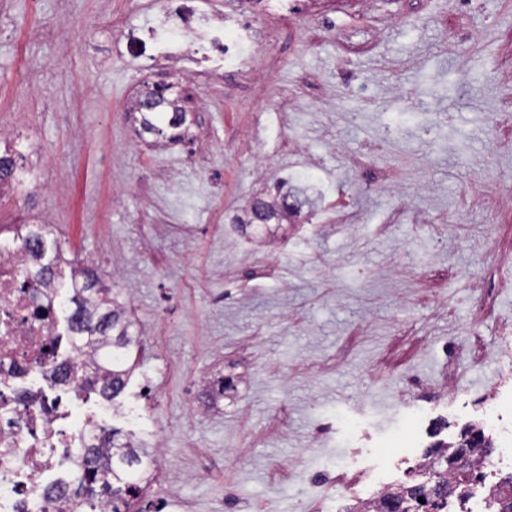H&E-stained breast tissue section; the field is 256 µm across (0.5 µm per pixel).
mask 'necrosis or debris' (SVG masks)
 Instances as JSON below:
<instances>
[{
  "mask_svg": "<svg viewBox=\"0 0 512 512\" xmlns=\"http://www.w3.org/2000/svg\"><path fill=\"white\" fill-rule=\"evenodd\" d=\"M156 6L172 40L140 28L118 36L129 55L150 62L154 84L166 83L171 69L194 79L191 65L201 55L216 61L227 78L252 64L258 18L251 9L208 17L197 0H156ZM0 163L11 170L0 177V198L19 187L42 191L43 154L20 126L0 129ZM49 240L44 220L0 225V512H56L63 499L69 512H82L78 479L90 449L107 445L99 422L76 410L86 395L88 354L80 336L59 326L71 299L57 285L34 283L43 266L59 259ZM479 401L478 425L501 453L494 462L473 457L479 480L441 512H490L494 474L512 468V424L503 422L502 402L492 393Z\"/></svg>",
  "mask_w": 512,
  "mask_h": 512,
  "instance_id": "1",
  "label": "necrosis or debris"
}]
</instances>
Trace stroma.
<instances>
[{
  "mask_svg": "<svg viewBox=\"0 0 512 512\" xmlns=\"http://www.w3.org/2000/svg\"><path fill=\"white\" fill-rule=\"evenodd\" d=\"M153 2L0 15V120L30 124L49 183L0 224L48 214L132 314L126 388L80 409L157 444L134 512L172 490L177 512H317L295 488L392 467L408 418L422 451L457 445L471 395L512 400V0H314L236 83L185 84L204 142L149 146L130 111L149 76L116 35ZM287 168L311 201L289 190L298 223L255 242L233 219Z\"/></svg>",
  "mask_w": 512,
  "mask_h": 512,
  "instance_id": "obj_1",
  "label": "stroma"
}]
</instances>
